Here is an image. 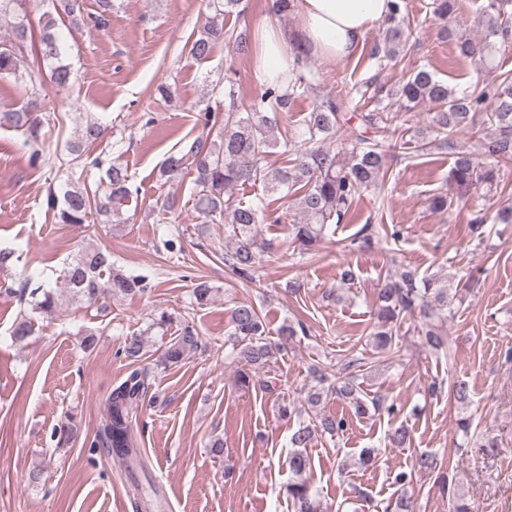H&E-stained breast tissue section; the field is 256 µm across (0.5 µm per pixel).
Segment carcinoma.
I'll use <instances>...</instances> for the list:
<instances>
[{"label": "carcinoma", "instance_id": "obj_1", "mask_svg": "<svg viewBox=\"0 0 512 512\" xmlns=\"http://www.w3.org/2000/svg\"><path fill=\"white\" fill-rule=\"evenodd\" d=\"M243 0H212L213 15L198 35L189 41V54L205 60L212 54L215 44L225 41L238 55L250 52L247 38L224 29V17L241 13ZM433 13L442 19H451L457 10V0H432ZM58 20L47 13L41 20L39 37L28 34L24 19L17 16L11 23V32L0 36V79L16 83H37L38 76L30 69H20L18 53L26 48L52 62L50 80L60 90L71 84L70 67L61 60L56 37ZM384 37L374 55L393 59L407 45L406 31L410 26L406 0H392L391 11L384 19ZM481 37L448 30L456 42L460 55L477 57L495 74L490 82L476 83L462 91H455L436 78L431 71L420 68L399 86L400 109L414 112L421 104L431 110L430 128L433 137H419V152L444 146L452 150L453 163L448 170V190L434 195L430 207L446 212L452 199L482 186L492 188L499 183L501 168L512 163V70L497 71L496 55L512 45V0H485V5L473 20ZM292 63L288 69L287 86L267 84L263 92L242 112L238 105L234 83L228 82L224 91V107L220 111L205 108L204 127L219 125L224 134L217 140L196 136L185 140L179 149L168 156L159 169L162 183L178 185L192 176L195 186V209L205 222L224 225V234L234 241L233 248L224 252V266L237 278L255 277L272 243L260 237L256 225L269 222L282 223V218L268 210L263 201L244 203L233 195L242 185L259 183L270 194L283 191L294 193V205L302 219L289 225L288 238L298 244L300 251H312L325 237L332 224H340L349 214L353 203L362 193L379 185L384 175V162L389 152L397 148L399 126L396 112H363V125L373 130L367 136L350 127L346 113L341 111L336 96L320 95L314 77L307 71L308 57L302 44L291 48ZM314 98L312 108L302 121L299 141L282 135L280 120L291 111L299 98ZM8 125L26 137V143L37 145L41 141L42 123L32 110L0 111V126ZM468 131L475 144L466 146L457 141V135ZM102 125L89 121L80 129L78 140L69 149L75 158L83 156L82 144L99 139ZM340 142L333 150L325 143ZM296 149L295 158L288 167H270L266 158L280 147ZM105 191L87 185L67 183L57 191L48 189L43 204L58 224H86L90 217H102L113 223L123 222V202L133 195L127 168L112 163L106 169ZM512 224V205L504 204L490 216L475 215L469 219L471 231L483 234L485 224ZM63 288L69 296L89 306L97 305L115 294L144 292L147 280L128 276L112 265L111 253L104 247L85 248L75 255L64 270ZM214 287L200 281L192 289V302L204 306L212 298ZM19 302L29 310L16 319L11 336L25 340L33 331L32 315H52L60 306L63 296L48 283L25 278L18 290ZM455 295L448 282L438 277H419L416 271L405 269L395 275L383 277L376 289V330L372 344L379 357L388 361L398 352L397 324L407 314L415 312L425 320L423 345L434 352L446 351L447 342L441 325L453 317ZM177 318L161 313L147 328L126 339L121 353L135 364L144 356V336L159 329L167 331ZM233 353L244 369L238 374L243 388L256 385L247 367L267 364L273 357L267 342L268 329L257 308L248 302H239L230 314ZM198 334L188 323H181L179 334L166 347L158 366L167 368L182 360L197 348ZM362 362L351 359L336 373L328 384L319 375L317 385L310 388L307 402L317 406L328 396L349 403L352 415L365 418L371 413L393 416L399 412L395 401L385 396L369 397L361 390L359 368ZM150 371L134 369L115 386L109 396L104 423L100 434L90 447L102 448L106 453L126 463L139 461L140 448L134 436V421L140 402L145 398ZM451 396L461 406L471 402V390L464 380L454 382ZM348 419L344 416H318L300 421L292 431L289 447L294 449L288 459L295 480L288 483L286 492L295 505V512H323L317 492L302 474L310 467L306 449L311 447L317 433L339 435L345 432ZM437 458L428 453L417 456L412 468L400 471L395 483L405 485L413 476L432 472ZM130 491L135 508L150 512L155 507L157 490L145 486L135 468L128 469Z\"/></svg>", "mask_w": 512, "mask_h": 512}]
</instances>
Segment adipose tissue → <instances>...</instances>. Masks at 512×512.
<instances>
[{"mask_svg": "<svg viewBox=\"0 0 512 512\" xmlns=\"http://www.w3.org/2000/svg\"><path fill=\"white\" fill-rule=\"evenodd\" d=\"M390 0H294V11L305 43L330 61L350 57L364 35L381 23ZM289 66L288 36L275 26L264 27L257 50L263 82L285 79Z\"/></svg>", "mask_w": 512, "mask_h": 512, "instance_id": "1", "label": "adipose tissue"}]
</instances>
